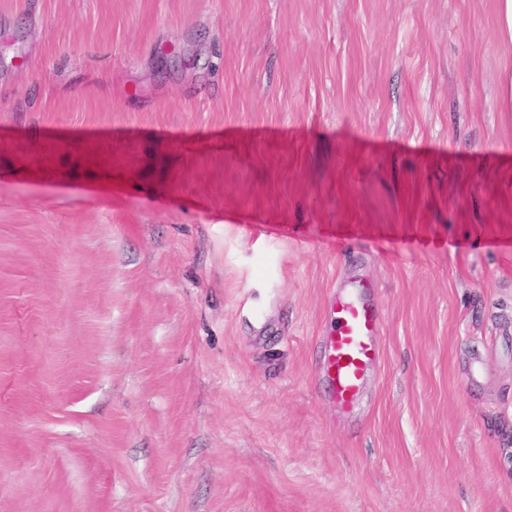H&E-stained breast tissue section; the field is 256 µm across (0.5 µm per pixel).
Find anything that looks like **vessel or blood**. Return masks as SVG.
Listing matches in <instances>:
<instances>
[{
	"label": "vessel or blood",
	"mask_w": 512,
	"mask_h": 512,
	"mask_svg": "<svg viewBox=\"0 0 512 512\" xmlns=\"http://www.w3.org/2000/svg\"><path fill=\"white\" fill-rule=\"evenodd\" d=\"M335 325L326 340L324 375L332 400L351 407L377 358L375 336L379 317L375 307L357 296L342 299L334 308Z\"/></svg>",
	"instance_id": "obj_1"
}]
</instances>
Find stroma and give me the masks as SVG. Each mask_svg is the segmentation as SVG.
<instances>
[{
    "mask_svg": "<svg viewBox=\"0 0 512 512\" xmlns=\"http://www.w3.org/2000/svg\"><path fill=\"white\" fill-rule=\"evenodd\" d=\"M511 72L497 0H0V512H512ZM334 321L333 332L326 340L324 375L331 399L338 406L349 408L356 402L377 358L379 317L369 301L350 296L335 304Z\"/></svg>",
    "mask_w": 512,
    "mask_h": 512,
    "instance_id": "35a3bbf8",
    "label": "stroma"
}]
</instances>
